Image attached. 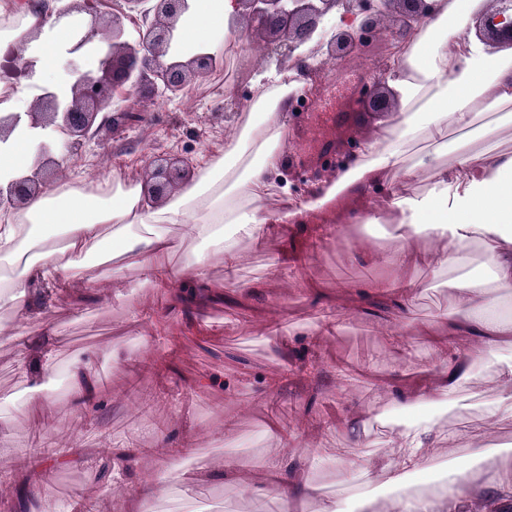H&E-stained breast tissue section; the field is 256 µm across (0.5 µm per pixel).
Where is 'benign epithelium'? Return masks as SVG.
Returning <instances> with one entry per match:
<instances>
[{"label": "benign epithelium", "mask_w": 512, "mask_h": 512, "mask_svg": "<svg viewBox=\"0 0 512 512\" xmlns=\"http://www.w3.org/2000/svg\"><path fill=\"white\" fill-rule=\"evenodd\" d=\"M236 11L228 22L232 33L245 32L258 49L265 67L282 71L297 65L304 68L311 87L301 96L307 107L316 104L317 78L322 69L315 59L342 62L360 58L377 41L396 47L410 40L437 11V0H234ZM189 8V0H124V9L108 15L98 0H74L58 12L53 25L68 29V53L98 58L100 75L74 67L70 70L71 94L61 96L47 87L24 112L0 113V141L18 127L66 136V157L78 156L87 140L105 129L121 140L135 121L134 109L125 101L144 91L155 103H166L182 93L192 77L208 74L223 63L222 57L202 52L186 61L173 59L178 35L177 18ZM475 37L492 48H512V0H486L473 16ZM331 34L313 41L316 31ZM315 42L313 48L304 47ZM4 61L25 78L32 74L33 61L24 60L13 48L3 53ZM387 70L362 82L354 92L360 111L396 112L398 103L386 84ZM42 158L37 167L0 183V210L22 206L57 181L63 160L54 154L52 139L39 146ZM351 151L342 161L312 172L307 179L318 184L340 171L353 159ZM194 164L189 157L153 158L145 166L144 185L150 198L165 199L190 178Z\"/></svg>", "instance_id": "benign-epithelium-1"}]
</instances>
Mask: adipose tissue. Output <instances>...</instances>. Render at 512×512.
<instances>
[{"label":"adipose tissue","mask_w":512,"mask_h":512,"mask_svg":"<svg viewBox=\"0 0 512 512\" xmlns=\"http://www.w3.org/2000/svg\"><path fill=\"white\" fill-rule=\"evenodd\" d=\"M482 0H438V11L427 22L422 49L391 64L388 85L400 102L393 123L372 134L363 149L335 177L320 183L298 206L278 212L268 203L278 191L274 179L285 164L286 116L291 97L302 94L307 80L296 69L256 77L252 110L261 123L240 132H228L224 153H204L196 161L197 176L185 182L164 203L152 202L141 182L113 179L97 191H84L75 182L47 186L25 205L13 210L0 225V306L16 319L0 325L1 333L22 335L23 320L39 298L38 284L69 289L86 278L90 261L121 268L130 261L143 266L154 287L171 288L178 274L158 263L170 245L171 227L205 245L204 253L187 260V281L179 293L182 308L193 311L215 298L210 263L218 259L233 268L236 253L224 236L232 225L238 237L252 240L280 232L285 224H313L331 210L337 192L366 194L391 180L401 190L390 192L384 210L395 212L403 231L394 248L393 279L373 281L376 293H398L402 322L388 325L391 343H402L411 321V304L418 283L406 277L414 258H425L433 272L453 268L454 297L440 317L444 330L434 340L445 356L432 383L421 390L393 389L392 401L414 414V421L397 435L385 454H360L352 460L330 457V464L349 465L357 471L367 494L355 504L356 512H376L369 489L384 480L393 492L395 512H444L457 498L492 499L494 491L512 490V450L499 449L501 458L494 488L468 483L457 468H450L436 498L409 493L407 475L427 470L429 449L447 439L425 411L436 401H452L470 383L476 358L497 351L498 394L487 403V419L474 435H486L494 422L512 418V316L505 314L492 295L490 284L512 285V149L496 144L499 130L512 123V49L493 52L468 38L467 26ZM55 0H0V42L24 50L37 62L35 86L0 83V113L21 112L37 86L64 92L68 81L56 72L69 60L67 34L53 26ZM234 11L233 0H191L177 21V54L216 51ZM483 149H474L475 140ZM42 133L28 128L0 143V181L32 169L39 161ZM455 145V165L443 164L448 145ZM431 176L427 196L408 193L409 185ZM487 245L489 264L485 279L465 273L470 246ZM96 354L74 355L69 363L70 392L76 407H86L95 395ZM171 473L140 478L133 492L117 491L119 512H150ZM279 491L281 512L306 497L311 485L297 472L287 447L272 449L261 479L251 490L261 495L269 487Z\"/></svg>","instance_id":"obj_1"}]
</instances>
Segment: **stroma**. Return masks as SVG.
Here are the masks:
<instances>
[{
    "label": "stroma",
    "instance_id": "1",
    "mask_svg": "<svg viewBox=\"0 0 512 512\" xmlns=\"http://www.w3.org/2000/svg\"><path fill=\"white\" fill-rule=\"evenodd\" d=\"M387 57L384 45L377 43L366 59L325 67L319 105L289 117L286 160L298 168L315 167L325 144L341 150L350 134L366 137L391 123L392 114L351 106V95L371 64ZM258 67V60H251L229 82L220 69L194 77L183 97L160 108L148 94L133 95L131 103L143 120L129 131L128 149L107 151L89 143L78 164L65 165L62 180L138 179L146 161L158 154L194 158L223 151L226 132L245 119L243 112L225 111L224 101L251 99ZM396 234L391 218L351 224L332 216L319 227L291 224L260 241L238 242L235 270L211 267L216 284L230 277L236 287L225 288L223 299L200 312L176 310L174 290L145 285L135 265L118 272L95 268L89 282L60 292L49 311L31 312L26 337L0 335V512H21L20 499L34 487L53 502L75 499L90 512H116L112 492L97 471L111 439L145 421L165 437L155 442L150 461L127 459L125 486L148 468L190 471L201 459L239 464L238 478L209 482L201 494L170 482L152 512H278L275 496L244 492L240 481L257 477L281 434L293 438L303 457L325 449L353 456L363 444L379 455L400 428L390 418L395 407L385 388L413 391L438 371L442 356L429 334L439 329L437 315L452 298L447 274L418 269L415 333L402 347L387 341L383 326L399 311L367 290L379 274L377 267L350 257L337 247L336 238L388 250ZM151 311L167 313L166 328L174 338L156 345L166 361L162 367L141 356L152 333L143 315ZM48 319L57 326L51 337L42 333ZM316 323L327 325L325 335H311ZM274 330L292 337V355L265 342ZM47 344L59 351V382L48 386L47 399L31 400L25 394L29 377L17 359L23 351L38 359ZM85 349L97 354L98 379L95 403L87 411L72 404L67 382L70 356ZM497 358V353H483L466 399L441 408L439 422L450 438L434 451L435 469L409 477L412 489L430 491L442 484L449 465L464 463L480 442L512 448V419L499 421L483 441L466 433L483 415V400L494 394ZM340 368L349 373L348 381L338 379ZM277 376L284 377V384L268 390V380ZM76 439L83 446L80 463L42 472L35 454L69 447ZM178 442L184 451L175 450ZM306 474L314 491L299 504V512H319L324 498L348 500L359 489L350 470L311 467Z\"/></svg>",
    "mask_w": 512,
    "mask_h": 512
}]
</instances>
